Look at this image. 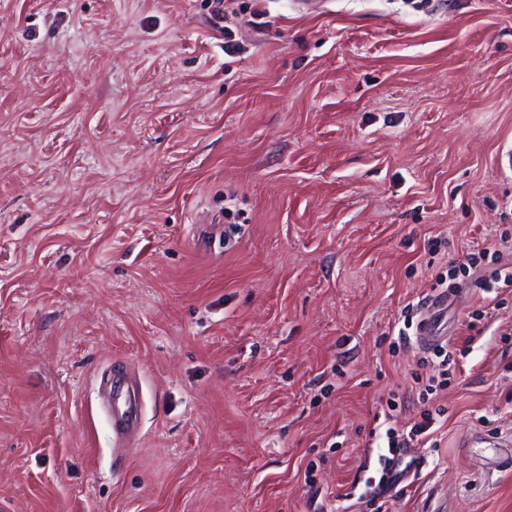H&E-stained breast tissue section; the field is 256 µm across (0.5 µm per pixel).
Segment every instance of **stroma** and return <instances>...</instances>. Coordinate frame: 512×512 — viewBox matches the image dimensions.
Here are the masks:
<instances>
[{"label": "stroma", "instance_id": "35a3bbf8", "mask_svg": "<svg viewBox=\"0 0 512 512\" xmlns=\"http://www.w3.org/2000/svg\"><path fill=\"white\" fill-rule=\"evenodd\" d=\"M240 7L0 0V512H376V416L395 392L410 427L438 371L402 310L512 232V0ZM448 345L386 507L512 512L473 461L512 438V288L463 281ZM113 363L144 413L120 460Z\"/></svg>", "mask_w": 512, "mask_h": 512}]
</instances>
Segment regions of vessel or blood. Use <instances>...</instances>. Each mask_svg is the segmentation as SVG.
I'll return each instance as SVG.
<instances>
[{"instance_id":"vessel-or-blood-1","label":"vessel or blood","mask_w":512,"mask_h":512,"mask_svg":"<svg viewBox=\"0 0 512 512\" xmlns=\"http://www.w3.org/2000/svg\"><path fill=\"white\" fill-rule=\"evenodd\" d=\"M445 298L430 301L423 314V323L418 330L416 343L430 349L447 340L446 333L436 318V313L445 306ZM100 407L112 427V443L115 449L128 447L141 427L142 403L139 384L133 371L120 374L105 370L99 384Z\"/></svg>"}]
</instances>
